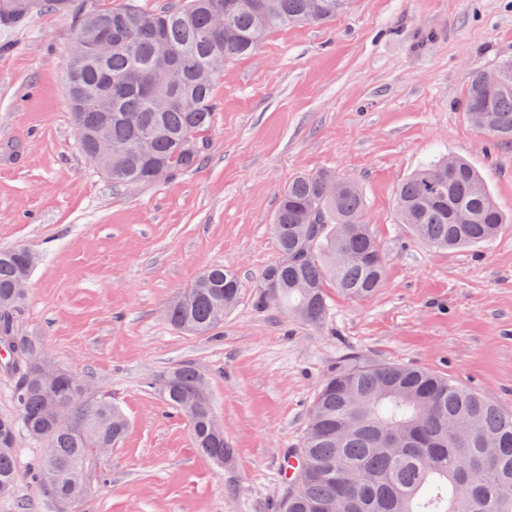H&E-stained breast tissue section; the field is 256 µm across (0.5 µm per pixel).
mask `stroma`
Returning a JSON list of instances; mask_svg holds the SVG:
<instances>
[{
    "mask_svg": "<svg viewBox=\"0 0 512 512\" xmlns=\"http://www.w3.org/2000/svg\"><path fill=\"white\" fill-rule=\"evenodd\" d=\"M121 2L45 5L0 28V249L39 257L17 328L128 423L67 508L37 490L43 445L21 438L0 512H278L283 457L349 353L434 371L512 410V229L438 251L394 211L413 170L455 155L512 213V143L489 145L459 107L474 73L512 57V0H352L335 21L273 31L217 77L198 167L134 188L84 156L65 95L80 14ZM323 170L361 185L386 279L366 299L328 288L330 314L311 326L257 309L253 286L280 258L268 229L280 189ZM214 264L237 270L239 302L215 335L173 329L167 302ZM186 363L206 377L233 450L225 468L146 385Z\"/></svg>",
    "mask_w": 512,
    "mask_h": 512,
    "instance_id": "35a3bbf8",
    "label": "stroma"
}]
</instances>
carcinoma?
<instances>
[{
	"mask_svg": "<svg viewBox=\"0 0 512 512\" xmlns=\"http://www.w3.org/2000/svg\"><path fill=\"white\" fill-rule=\"evenodd\" d=\"M41 0H17L0 12L12 27ZM350 0H185L178 8L141 9L135 0L83 15L98 23L99 48L68 60L66 88L72 115L88 133L105 128L112 160L98 170L112 184L154 183L197 167L208 146L215 110L214 82L233 58L253 53L275 29L323 23L343 15ZM498 81L472 76L461 101L472 125L491 143L512 142V59L495 66ZM152 135L150 155L127 152L130 141ZM359 183L332 171L302 173L280 193L270 230L281 260L255 284L256 304H268L275 284L279 309L309 325L328 314L326 285L367 298L383 287L385 256L365 219ZM398 223L437 249L476 248L512 223L483 178L460 157L418 166L395 198ZM35 264L23 246L0 250V351L16 378L18 416L0 415V497L17 481L20 435L48 442L55 452L36 467L38 491L64 503L87 493L99 448H111L126 431L112 402L85 398L84 381L68 370L52 389L33 381L23 352L34 345L18 335L23 303L16 282ZM244 285L228 266L204 269L165 307L175 328L209 336L240 298ZM165 403L190 427L197 451L219 467L233 455L216 426L212 400L195 396L202 374L192 365L169 369ZM71 411L78 431L58 427L49 400ZM297 466L286 480L280 512H512V412L445 376L350 355L332 369L310 408L300 447L285 458Z\"/></svg>",
	"mask_w": 512,
	"mask_h": 512,
	"instance_id": "cac0c4a2",
	"label": "carcinoma"
}]
</instances>
